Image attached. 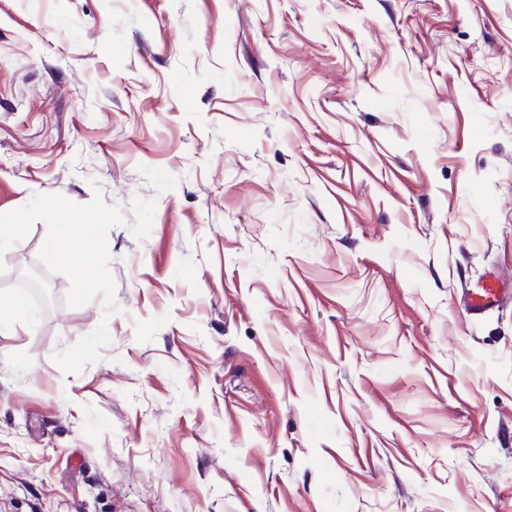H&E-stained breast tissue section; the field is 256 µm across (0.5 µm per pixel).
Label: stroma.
Returning a JSON list of instances; mask_svg holds the SVG:
<instances>
[{"label":"stroma","instance_id":"1","mask_svg":"<svg viewBox=\"0 0 512 512\" xmlns=\"http://www.w3.org/2000/svg\"><path fill=\"white\" fill-rule=\"evenodd\" d=\"M17 222L0 512H512V0H0ZM71 224H63L52 249V257L58 263L74 264L79 252H91L99 247L88 233L84 232L85 224L83 216L78 212L71 214ZM507 301H512V290L500 288L499 276L496 275L478 288L468 290L465 297L467 312L473 317L481 316ZM32 326L33 317L25 298L19 294H0V329L19 327L30 332Z\"/></svg>","mask_w":512,"mask_h":512}]
</instances>
